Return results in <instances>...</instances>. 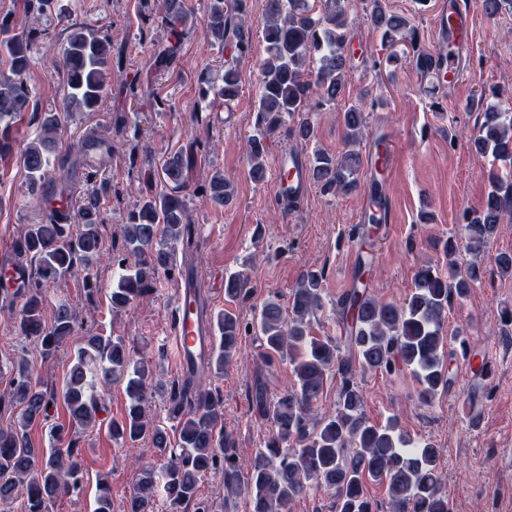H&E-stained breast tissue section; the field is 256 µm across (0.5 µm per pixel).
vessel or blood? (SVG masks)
Wrapping results in <instances>:
<instances>
[{
  "instance_id": "vessel-or-blood-1",
  "label": "vessel or blood",
  "mask_w": 512,
  "mask_h": 512,
  "mask_svg": "<svg viewBox=\"0 0 512 512\" xmlns=\"http://www.w3.org/2000/svg\"><path fill=\"white\" fill-rule=\"evenodd\" d=\"M309 179L308 164L299 149L282 150L276 157L274 190L277 199L289 206L304 196ZM211 329L197 285L184 278L178 292L172 341L181 368L206 363L211 355Z\"/></svg>"
}]
</instances>
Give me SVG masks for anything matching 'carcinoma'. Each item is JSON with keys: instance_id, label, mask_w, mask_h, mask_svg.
Segmentation results:
<instances>
[{"instance_id": "carcinoma-1", "label": "carcinoma", "mask_w": 512, "mask_h": 512, "mask_svg": "<svg viewBox=\"0 0 512 512\" xmlns=\"http://www.w3.org/2000/svg\"><path fill=\"white\" fill-rule=\"evenodd\" d=\"M323 15L315 13L317 0H267L262 28L265 57L260 66L257 132L247 142L250 178L265 180L269 165L266 139L283 117L292 120L290 135L302 147L317 136L312 116L316 109L345 94L351 69L350 32L355 18L348 13L347 0H322ZM363 21L391 45L399 39L414 42L410 18L390 9L385 0H366ZM247 0H237L235 17L224 13V0H210L207 28L211 38L226 44L236 55L224 61L221 85L214 87L202 78V96L211 91L228 104L239 94L238 66L248 56L250 41L242 34ZM162 22L177 35L188 22L178 6L168 5ZM30 42L23 31L0 24V118L23 112L29 105V90L23 78L29 69ZM66 74L56 111L38 118L39 132L22 153L31 194L45 196L51 163L64 169L67 159L59 154L61 116L93 112L112 82V43L86 26L73 24L60 49ZM369 92L338 113L344 130V149L336 154L315 149L308 156L311 178L331 194H350L360 183L363 156L357 148L365 129L364 105ZM474 150L495 160L512 162V113L498 106L484 109L483 122L473 138ZM193 155L182 150L165 159L164 185L149 189L140 207L123 228V250L134 263L118 260L112 307H126L142 297L160 271H174L171 245L190 233L187 224L186 173ZM234 186L220 170L209 180V200L224 207L234 199ZM97 192L74 202V223L62 224L50 215L42 224H29L16 242L19 252L37 262L36 276L15 294L25 297L18 316L20 335L31 339L44 358L55 355L75 331L76 321L69 305L45 302L43 287L78 270H90L103 260V241ZM512 215V173L489 176V188L479 210L464 214V237L450 238L444 245L448 274L422 265L414 276V291L398 305L378 299L370 292L371 252L358 255L352 282L338 301L347 353L330 339L310 335V317L322 307L324 273L309 270L302 275L288 298V309L273 299L264 303L257 320L242 322L235 314L217 315L215 327L221 337L219 349L208 365L224 372L239 352L243 336L262 337L267 362L288 357L294 381L273 399L255 394L261 416L273 424L265 447L243 462L224 433V408L213 392H201L190 376L171 389L169 414L177 420L176 434L146 412L151 393L152 367L133 359L121 337L100 334L84 337V344L71 363L63 400L68 423L87 426L97 411L94 392H109L112 384L124 386L129 399L124 416L112 421V438L128 445L147 437L155 453L166 459L162 481L142 467V475L126 502V512H154L159 491H164L175 508L191 505L195 512H210L199 499L198 484L207 472H220L228 493L238 492L246 477L253 503L252 512H288L294 500L323 488L336 499V512H376L369 486L386 487L392 512H449L440 459L442 449L432 442L416 440L403 433L394 419L374 423L364 413V393L357 375L381 373L394 376L410 369L420 385L419 396L427 401L448 389L450 362L445 347L444 326L448 306L479 282L482 266L472 263L460 270L461 251L478 255L506 216ZM501 277H512V251L491 258ZM250 292V280L241 272L224 278V296L232 301ZM339 379L334 412L312 417V408L324 391L328 375ZM11 400L21 407L19 427L0 428V501L22 495L26 512H49L61 494L83 491L81 449L76 442L50 450L42 468L33 471L39 449L30 445L26 429L47 417L53 395L32 378L21 361L9 381Z\"/></svg>"}]
</instances>
